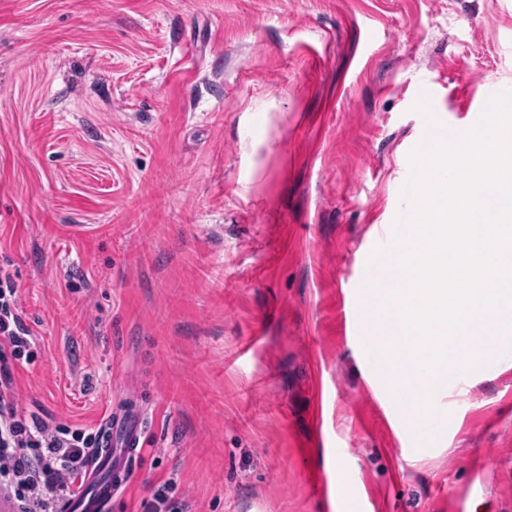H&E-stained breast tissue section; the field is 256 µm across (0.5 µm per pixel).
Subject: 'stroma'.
I'll return each instance as SVG.
<instances>
[{"label": "stroma", "mask_w": 512, "mask_h": 512, "mask_svg": "<svg viewBox=\"0 0 512 512\" xmlns=\"http://www.w3.org/2000/svg\"><path fill=\"white\" fill-rule=\"evenodd\" d=\"M497 84L512 0H0L16 386L141 411L111 512L170 478L196 512H512V343L413 440L357 342L411 151Z\"/></svg>", "instance_id": "obj_1"}]
</instances>
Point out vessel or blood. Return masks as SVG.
<instances>
[{"mask_svg":"<svg viewBox=\"0 0 512 512\" xmlns=\"http://www.w3.org/2000/svg\"><path fill=\"white\" fill-rule=\"evenodd\" d=\"M142 430V417L136 411L115 421L107 420L97 458L84 488L62 503V512H109L112 497L121 487L129 461L137 451Z\"/></svg>","mask_w":512,"mask_h":512,"instance_id":"1","label":"vessel or blood"}]
</instances>
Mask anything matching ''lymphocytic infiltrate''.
I'll list each match as a JSON object with an SVG mask.
<instances>
[{
  "instance_id": "lymphocytic-infiltrate-1",
  "label": "lymphocytic infiltrate",
  "mask_w": 512,
  "mask_h": 512,
  "mask_svg": "<svg viewBox=\"0 0 512 512\" xmlns=\"http://www.w3.org/2000/svg\"><path fill=\"white\" fill-rule=\"evenodd\" d=\"M36 355L14 276L0 266V488L13 494L22 512H57L82 488L100 435L23 408L14 372Z\"/></svg>"
}]
</instances>
